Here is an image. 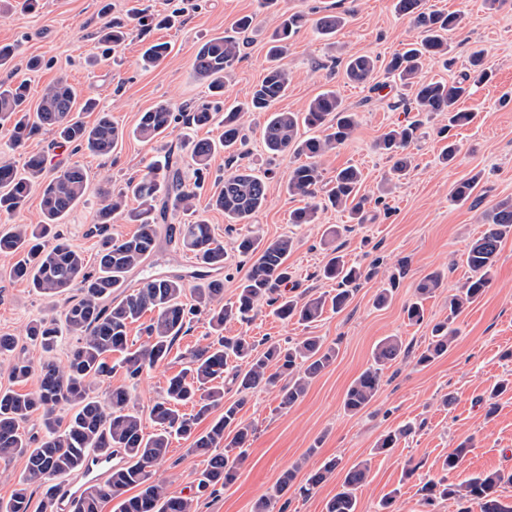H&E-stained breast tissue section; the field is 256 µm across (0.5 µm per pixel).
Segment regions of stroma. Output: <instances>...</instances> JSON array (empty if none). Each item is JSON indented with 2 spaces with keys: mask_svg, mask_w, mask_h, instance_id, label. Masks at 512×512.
<instances>
[{
  "mask_svg": "<svg viewBox=\"0 0 512 512\" xmlns=\"http://www.w3.org/2000/svg\"><path fill=\"white\" fill-rule=\"evenodd\" d=\"M136 3L150 13L173 16V25L146 33L132 29L107 60L88 66V58L101 53L99 27L115 18L126 19ZM425 6L463 17L461 27L448 36L449 65L426 61L425 77L460 79L475 47L484 50L492 76L459 103L460 109L473 113V121L453 128L449 135L440 133L444 115L422 113L420 135L409 148L413 168L398 180L376 143L390 128L412 119L407 109L411 92L395 85L383 65L413 42L418 30L409 17L395 12L393 0H274L266 7L261 0H37L30 11L21 10L15 0H0V44L18 47L10 66L0 69V82L27 80L35 101L47 85L66 79L80 99L94 98L99 109L111 111L128 132L141 113L158 102L178 107L206 100L207 87L193 71L196 51L206 40L238 36L242 58L224 78V98L230 104L241 103L262 80L269 64L268 39L278 15L300 10L310 20L329 12L346 17L334 37H317L307 26L289 41L284 62L293 80L275 108L300 112L319 93L333 90L356 113L358 124L352 136L319 164L328 177L345 166L360 169L361 192L371 199L364 223L352 222L348 212L328 208L319 212L315 223L290 224L289 212L302 204L300 197L287 190L288 176L298 160L290 154L268 153L258 125L250 118L245 121L243 150L257 170L273 173L266 206L246 224L227 223L223 212L208 208V195L227 169L228 155L221 151L211 162L197 212L224 243L225 300L234 299L251 264L235 249L236 239L245 234L267 239L286 234L295 237L297 246L287 260L292 272L289 289L294 295L331 289V282L321 279L319 270L333 248L347 260L375 268L376 273L362 281L348 307L338 313L326 311L315 323H286L263 306L250 324H225V335L243 334L256 342L266 337L295 341L319 336L335 346L336 360L293 406L281 407L277 390L271 388L258 389L250 396L241 413L254 431L247 460L234 484L199 499L197 512H254L257 500L289 471L296 478L284 494L286 512H326L339 476H332L306 498L300 496L298 486L331 457L341 458L347 466L368 463V481L359 493L360 512H378L388 498L393 501L392 512H459L463 502L456 498L426 505L420 479L438 474L443 458L467 439L472 446L459 467L449 472V483L461 485L480 473H512V390L497 396L491 393L498 382L512 381V233L501 244L490 287L459 315L460 336L448 354L428 365L417 362L432 323L448 315L449 295L462 288L470 275L465 253L480 235L485 213L497 202L512 198V0H425ZM245 15L254 16V24L236 32V21ZM154 42L169 43L170 52L160 63L144 65L142 54ZM352 55L377 58L380 67L371 83L356 85L346 79L344 62ZM33 57L42 61L35 71L27 68ZM223 131L219 122L203 128L177 122L151 142L129 135L111 156L101 157L73 151L44 131L24 148L12 151L5 146L6 130L0 127V162L18 165L26 153L39 152L48 159L49 173L59 172L69 161L86 168V193L58 230L91 262L99 243L93 228L101 188L119 190L157 156H169L184 171H191L192 161L181 147L185 135L215 139ZM449 140L456 142L459 152L455 162L447 165L440 154ZM474 175L479 184L472 196L463 203L451 202L454 185ZM189 220L183 212H168L160 226L153 272L186 274L196 268L193 254L170 240L171 233ZM336 225L341 226V234L332 245H325L326 229ZM11 264V258L0 257V334L14 336L16 356L36 367L40 353L28 340L26 329L50 313L52 302L27 283L12 279ZM432 272L442 274V285L424 302L425 323L411 324L403 308L414 300L419 281ZM391 281L396 284L391 302L376 307V293ZM209 332L205 317L194 318L168 359L141 376L134 390L141 413H148L164 395L168 378L184 367L189 350L205 343ZM388 336L401 339L408 358L386 370L382 387L367 408L356 415L345 413L346 390L368 367L374 345ZM407 423L415 426L410 437L397 448L377 451L385 432ZM190 446L187 440L173 441L157 468L156 476L169 495H190L207 466L206 456L191 453ZM411 466L417 467L418 475L409 479L404 472Z\"/></svg>",
  "mask_w": 512,
  "mask_h": 512,
  "instance_id": "obj_1",
  "label": "stroma"
}]
</instances>
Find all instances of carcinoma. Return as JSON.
<instances>
[{"label": "carcinoma", "mask_w": 512, "mask_h": 512, "mask_svg": "<svg viewBox=\"0 0 512 512\" xmlns=\"http://www.w3.org/2000/svg\"><path fill=\"white\" fill-rule=\"evenodd\" d=\"M395 9L413 20L421 29L422 38L390 59L387 74L412 91L416 111L444 114L450 125L469 123L472 113L459 110L457 104L468 95L469 82L480 83L488 76L482 68L481 52L472 54V73L455 83L427 80L421 75L425 58L448 55L446 33L460 24V15L427 11L422 0H395ZM344 21L342 15L328 13L316 19L313 30L320 36H332L343 27ZM305 23L306 16L301 12L281 15L271 36L265 75L247 103L224 108L222 137L217 141L192 139L183 144L194 164L192 174H185L168 160L147 167L121 191L101 192L96 223L99 249L92 267L83 253L56 231V226L84 196L88 182L86 169L74 162L48 179L46 158L41 153L27 155L20 169L10 162L0 163V214L16 213L36 192L40 195L42 212L41 223L17 224L0 235V254L16 258L10 276L27 281L37 292L49 297L73 286L80 291V297L67 301L60 314L47 315L28 327L29 339L46 355L40 366L38 389L28 393L0 390V463L8 465L16 457L26 459L25 473L16 481L11 497L0 501V512H30V486L36 482L43 488L39 512H54L55 484L51 480L80 471L90 452L115 455L120 464L112 470L106 484H93L73 498L69 512H100L102 502L108 499L117 500L115 512H194L193 500L168 495L164 484L156 478L155 467L166 457L171 439L189 440L190 452L208 456L207 467L197 482V492L203 494L217 486L228 487L237 479L253 438V430L239 418L245 395L286 378L288 382L280 387L279 396L280 405L289 407L305 394L313 378L334 363L335 349L325 345L319 336H306L297 342L267 339L260 350L247 336L223 335L225 322H249L262 303L274 307L282 321L316 322L328 303L338 312L344 310L359 282L370 277V273L332 253L321 269L322 277L336 285L332 294L307 299L288 295L284 291L290 279L286 261L294 248V240L288 235L265 239L245 234L236 240V250L252 263L232 302H224V283L211 276L224 269V243L212 234L210 224L201 217L181 225L174 239L178 246L194 255L202 268L193 274L197 279L195 284H188L180 274H154L141 279L136 288L127 286L129 274L149 266L156 252L158 223L166 219L169 208L196 213L195 200L204 187L211 158L219 150H231L244 141L246 112L266 115L261 135L268 152L306 158L293 168L288 179V193L302 197L306 204L289 213L288 223H314L318 211L327 203L348 210L359 224L364 221L370 200L360 194V170L346 166L326 181L318 165L322 156L350 137L355 113L343 106L333 90L318 94L302 112L272 111L290 85V73L281 63L288 39ZM98 34L100 42L115 48L124 41L127 28L123 22L114 20L103 24ZM239 59L240 44L234 38L213 37L195 54V77L207 84L214 95L221 96L224 74ZM375 69L371 57L352 56L346 63L345 74L355 84H367ZM77 99L76 89L59 79L45 88L36 107L31 108L24 83L0 84V121L12 124L8 147L17 149L38 131L46 129L73 146L76 152L86 150L109 156L130 134L151 141L162 136L180 118L194 127L207 126L214 121L218 110L209 102L186 106L178 115L171 104L161 102L141 113L135 128L128 132L112 121L109 112L99 113L93 124H86L77 114ZM302 127L323 130L325 134L303 137ZM419 127L417 121L394 127L377 144L392 163V172L399 177L409 170L411 160L407 149L417 139ZM230 162L223 185L211 195L209 206L223 212L227 223L241 224L266 205L269 174H257L250 166L235 162L233 156ZM476 184L475 176L459 181L453 188L452 199L468 200ZM130 201L138 206L128 208ZM123 212L138 223V230L131 236L108 234L112 216ZM511 232L512 199H504L488 211L484 231L467 250L466 264L472 276L459 293L448 299V318L433 325L419 362H432L448 353L458 335L455 319L489 288L501 242ZM441 283L438 273L420 281L417 300L404 309L410 322L417 324L424 320L423 300ZM146 312L153 313V318L145 327L144 340L136 347L128 336L129 325ZM202 314L215 336L191 350L188 367L167 380L165 395L150 409L155 432L147 435L142 416L132 402L130 385L146 369L167 359L192 317ZM66 337L72 339V344L65 362L59 364L53 354ZM14 350V338L0 335V361L8 363L13 382L22 383L31 375L32 366L15 356ZM114 354L118 355L115 363ZM406 355V348L396 337L377 343L372 363L345 393L344 411L356 415L364 410L380 391L384 371ZM231 360L236 365L229 366ZM119 369L124 373L125 384L112 388L108 396L111 410L107 411L94 395V385ZM229 370L241 394L233 402L224 401V389L215 385ZM186 404L197 408V412L193 415L181 412L180 407ZM63 405L69 411L62 418L57 416V410ZM217 410L220 414L209 428L203 433L196 432L197 420ZM37 412L42 414V434L21 431V423ZM413 430L409 423L388 431L378 442L377 450L384 452L396 447ZM468 448L467 442L458 444L448 452L441 469H455ZM336 471L342 478L336 494L327 502L326 512H358V493L369 474L365 462L345 468L341 459L328 458L299 487L300 494L310 495ZM294 479L293 472L284 474L274 493L258 501L256 512H269L272 500L287 490ZM504 483H512V474L493 472L469 479L463 498L471 506L462 512H512V502L500 498L499 488ZM132 489L136 493L128 494ZM421 491L429 502L459 495V490L444 476L428 478Z\"/></svg>", "instance_id": "cac0c4a2"}]
</instances>
